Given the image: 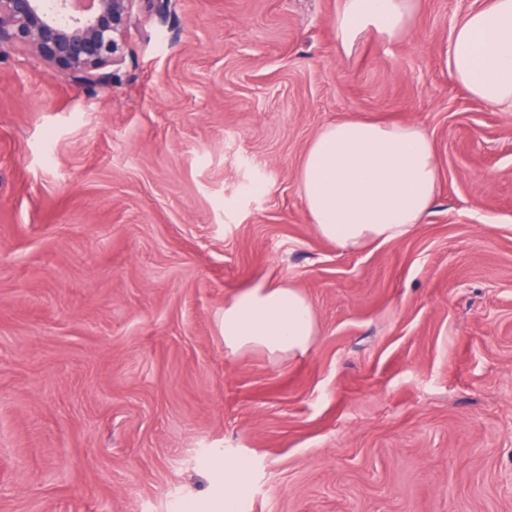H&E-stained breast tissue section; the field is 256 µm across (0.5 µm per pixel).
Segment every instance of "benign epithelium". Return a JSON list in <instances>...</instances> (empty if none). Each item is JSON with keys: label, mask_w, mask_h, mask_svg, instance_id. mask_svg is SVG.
<instances>
[{"label": "benign epithelium", "mask_w": 512, "mask_h": 512, "mask_svg": "<svg viewBox=\"0 0 512 512\" xmlns=\"http://www.w3.org/2000/svg\"><path fill=\"white\" fill-rule=\"evenodd\" d=\"M143 5L164 12L169 0H0V48H22L74 80L110 82Z\"/></svg>", "instance_id": "obj_1"}]
</instances>
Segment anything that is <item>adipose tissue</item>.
<instances>
[{"mask_svg": "<svg viewBox=\"0 0 512 512\" xmlns=\"http://www.w3.org/2000/svg\"><path fill=\"white\" fill-rule=\"evenodd\" d=\"M410 15L411 0H341L336 37L346 53L369 30L396 39ZM448 68L473 98L512 108V0H490L455 27ZM299 181L321 237L346 251L393 241L412 232L434 202L433 143L413 123L340 120L313 140ZM316 334L313 305L283 281L260 280L224 305V347L232 353L300 356Z\"/></svg>", "mask_w": 512, "mask_h": 512, "instance_id": "1", "label": "adipose tissue"}]
</instances>
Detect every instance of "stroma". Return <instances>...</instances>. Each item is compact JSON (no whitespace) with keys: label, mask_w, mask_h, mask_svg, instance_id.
<instances>
[{"label":"stroma","mask_w":512,"mask_h":512,"mask_svg":"<svg viewBox=\"0 0 512 512\" xmlns=\"http://www.w3.org/2000/svg\"><path fill=\"white\" fill-rule=\"evenodd\" d=\"M489 0L139 11L112 84L0 50V512H512V110L448 70ZM421 126L436 198L349 252L302 198L350 117ZM292 283L301 357L224 348V304ZM411 0H341L336 14V37L345 54L369 30L388 38L402 36L408 28Z\"/></svg>","instance_id":"35a3bbf8"}]
</instances>
